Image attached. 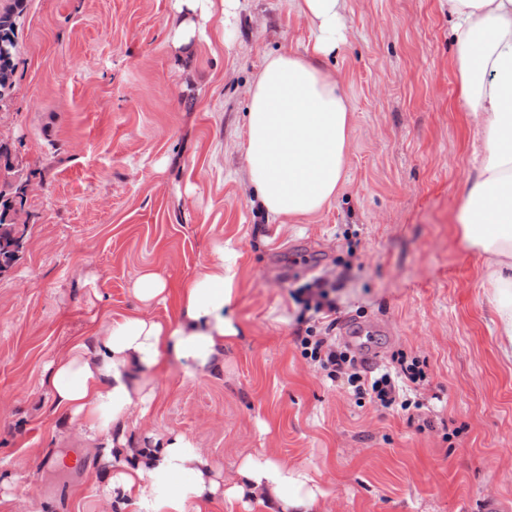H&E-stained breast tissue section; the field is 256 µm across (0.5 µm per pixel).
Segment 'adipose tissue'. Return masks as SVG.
Segmentation results:
<instances>
[{"label": "adipose tissue", "mask_w": 512, "mask_h": 512, "mask_svg": "<svg viewBox=\"0 0 512 512\" xmlns=\"http://www.w3.org/2000/svg\"><path fill=\"white\" fill-rule=\"evenodd\" d=\"M460 97L484 149L475 156L458 214L466 247L483 257L500 350L512 361V0H447ZM315 40L306 53L267 57L250 89L244 144L259 210L274 221L321 211L344 184L354 132L341 77L322 59L340 36L341 0H294ZM239 0H175L177 44H189L214 11L234 15ZM236 254L217 248L204 270L185 280L175 321L147 314L166 301L158 272L133 283L139 309L108 316L93 343L78 342L49 362L43 383L63 413L65 435L91 442L109 480L110 512H188L216 499H251L269 512H323L326 492L308 474L271 456L245 459L224 477L184 433L144 443L140 420L155 394L142 376L163 353L195 379L224 366V346L243 329L233 310Z\"/></svg>", "instance_id": "1"}]
</instances>
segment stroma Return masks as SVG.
I'll list each match as a JSON object with an SVG mask.
<instances>
[{
    "mask_svg": "<svg viewBox=\"0 0 512 512\" xmlns=\"http://www.w3.org/2000/svg\"><path fill=\"white\" fill-rule=\"evenodd\" d=\"M174 0H27L0 140L29 190L26 247L0 275V512H105L90 448L59 439L46 364L134 310L151 268L170 290L216 246L238 254L242 336L224 367L184 378L169 355L142 431L190 436L225 475L271 455L330 493L326 512H512V362L502 358L482 258L456 212L474 156L446 0H343L326 57L353 114L348 179L318 214L278 224L252 204L249 86L265 58L304 52L291 0H242L190 46ZM337 285L336 321L382 329L377 365L423 361L418 430L357 400L300 354L297 287Z\"/></svg>",
    "mask_w": 512,
    "mask_h": 512,
    "instance_id": "1",
    "label": "stroma"
}]
</instances>
